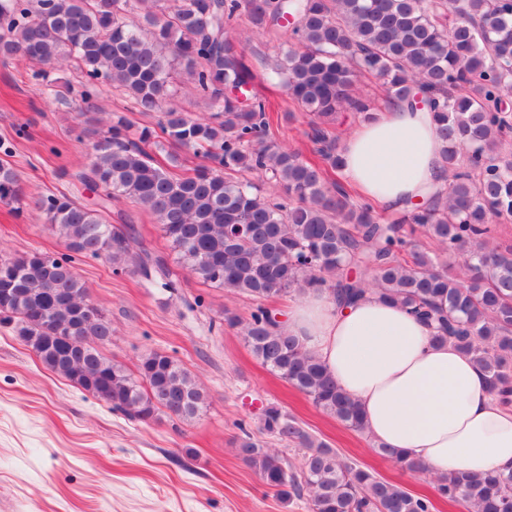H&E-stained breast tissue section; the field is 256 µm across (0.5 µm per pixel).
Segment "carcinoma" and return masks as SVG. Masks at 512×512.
Returning a JSON list of instances; mask_svg holds the SVG:
<instances>
[{
  "label": "carcinoma",
  "mask_w": 512,
  "mask_h": 512,
  "mask_svg": "<svg viewBox=\"0 0 512 512\" xmlns=\"http://www.w3.org/2000/svg\"><path fill=\"white\" fill-rule=\"evenodd\" d=\"M241 9L282 38L265 70L310 116V158L274 139L280 117L255 90L245 43L229 35ZM0 57L40 65L47 96H57L50 73L66 65L81 74L67 86L70 101L93 108L110 88L139 112L160 111L183 71L212 108L206 119L170 109L135 137L127 116L112 113L92 131L90 162L74 175L98 201L61 193L38 202L67 253L0 254V323L15 325L44 368L139 421L161 412L191 419L206 405L203 388L168 355L150 352L132 373L102 354L112 326L86 307L75 257L174 287L163 259L133 251V228L108 219L112 200L125 197L156 218L199 281L256 302L246 319L226 311L224 321L242 327L264 367L346 428L366 432L357 404L264 300L326 291L350 304L374 292L436 325L434 339L469 355L499 400L512 403V246L489 245V225L512 220V154L502 151L512 116L499 111L512 99V0H0ZM361 76L400 102L416 91L430 98L448 187L423 207L379 214L332 177L337 112L369 110L354 95ZM168 146L208 164L187 174L175 169L177 156L148 151ZM244 172L285 198L265 196L237 177ZM19 195L16 171L1 161L0 202ZM418 230L461 260L466 277L415 248ZM259 431L306 449L300 470L245 429L239 456L282 498L309 496L312 512H434L430 499L343 461L278 405L263 410ZM375 448L402 470L428 471ZM435 489L467 512H512V470L441 473Z\"/></svg>",
  "instance_id": "obj_1"
}]
</instances>
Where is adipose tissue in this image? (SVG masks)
<instances>
[{"mask_svg":"<svg viewBox=\"0 0 512 512\" xmlns=\"http://www.w3.org/2000/svg\"><path fill=\"white\" fill-rule=\"evenodd\" d=\"M440 148L432 112L393 100L342 138L338 175L376 209H407L443 187ZM286 325L358 402L376 441L435 472L512 469V405L403 307L374 296L340 307L317 291Z\"/></svg>","mask_w":512,"mask_h":512,"instance_id":"obj_1","label":"adipose tissue"}]
</instances>
